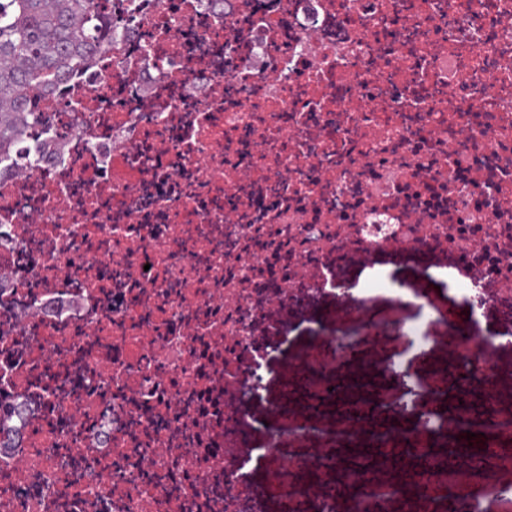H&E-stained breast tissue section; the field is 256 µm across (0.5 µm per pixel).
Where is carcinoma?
<instances>
[{
  "instance_id": "cac0c4a2",
  "label": "carcinoma",
  "mask_w": 512,
  "mask_h": 512,
  "mask_svg": "<svg viewBox=\"0 0 512 512\" xmlns=\"http://www.w3.org/2000/svg\"><path fill=\"white\" fill-rule=\"evenodd\" d=\"M112 43V21L95 0H0V156L15 151L31 169L42 156L26 145L30 125L40 120L38 100L55 96L70 78L91 68ZM471 476L495 463L503 448H476ZM440 484L418 497L420 512L445 507Z\"/></svg>"
}]
</instances>
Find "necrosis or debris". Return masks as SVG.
Returning <instances> with one entry per match:
<instances>
[{
  "label": "necrosis or debris",
  "instance_id": "1",
  "mask_svg": "<svg viewBox=\"0 0 512 512\" xmlns=\"http://www.w3.org/2000/svg\"><path fill=\"white\" fill-rule=\"evenodd\" d=\"M97 7L131 29L41 101L39 172L0 161V447L26 458L0 462V512H345L282 466L332 478L369 437L340 420L318 458L288 444L309 433L292 402H329L350 337L392 330L371 260L450 258L512 312V0ZM356 265L332 352L298 353L268 398L273 338ZM473 320L448 321L464 396L497 366ZM247 399L277 416L259 441Z\"/></svg>",
  "mask_w": 512,
  "mask_h": 512
}]
</instances>
